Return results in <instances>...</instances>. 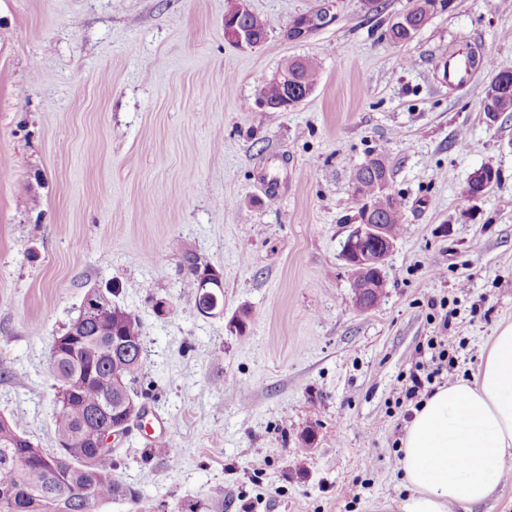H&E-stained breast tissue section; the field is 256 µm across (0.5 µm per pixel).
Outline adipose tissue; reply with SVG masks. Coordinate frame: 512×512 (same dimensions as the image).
<instances>
[{"instance_id": "1", "label": "adipose tissue", "mask_w": 512, "mask_h": 512, "mask_svg": "<svg viewBox=\"0 0 512 512\" xmlns=\"http://www.w3.org/2000/svg\"><path fill=\"white\" fill-rule=\"evenodd\" d=\"M401 446L399 512H469L512 474V324L473 377L439 387L415 411Z\"/></svg>"}]
</instances>
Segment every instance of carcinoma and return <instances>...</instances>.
Wrapping results in <instances>:
<instances>
[{"label":"carcinoma","mask_w":512,"mask_h":512,"mask_svg":"<svg viewBox=\"0 0 512 512\" xmlns=\"http://www.w3.org/2000/svg\"><path fill=\"white\" fill-rule=\"evenodd\" d=\"M447 0H415L408 26H390L389 40L394 45L412 41L432 16L445 9ZM319 66L313 60L288 62V84L273 79L265 83L262 98L278 103L287 93L299 90L311 95L316 87ZM483 112H512V71L498 72L485 88ZM353 196L371 207V215L385 225L388 237L396 241L404 230V211L390 183V165L385 155L377 154L357 168L352 179ZM211 264L188 250L182 252V270L195 279L196 269ZM94 310L82 326V341L73 350L51 347V372L55 380L53 416L58 452L48 453L33 444L11 419L0 417V508L6 512H55L58 501L56 472H62L74 491L72 512H98L99 506L114 497H129L143 504L148 498L125 485L117 475L119 449L103 452L96 448L102 432L110 428L106 417L92 422L90 413L102 403L103 382L117 379L131 392L143 376V353L135 350L118 362H112V341L124 337H142L139 318L106 296L93 293ZM224 308V295L212 298L197 290L195 307L203 313L209 306ZM33 451L22 459L21 451Z\"/></svg>","instance_id":"carcinoma-1"}]
</instances>
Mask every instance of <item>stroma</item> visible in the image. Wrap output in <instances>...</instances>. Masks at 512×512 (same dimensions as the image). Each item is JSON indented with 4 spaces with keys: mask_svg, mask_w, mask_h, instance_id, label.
Segmentation results:
<instances>
[{
    "mask_svg": "<svg viewBox=\"0 0 512 512\" xmlns=\"http://www.w3.org/2000/svg\"><path fill=\"white\" fill-rule=\"evenodd\" d=\"M381 2L250 0L270 29L241 49L227 0H0V415L35 445L56 450L52 341L109 290L142 323L149 423L119 474L154 512H397L398 378L439 333L428 299L454 312L459 378L512 324V113L480 107L512 71V8L455 0L397 46L413 0ZM322 7L335 21L286 39ZM463 45L493 66L452 87L442 64ZM292 58L318 62L314 92L264 106ZM380 152L406 229L362 310L342 246L350 178ZM486 164L500 182L467 201ZM186 249L221 271L223 315L196 310Z\"/></svg>",
    "mask_w": 512,
    "mask_h": 512,
    "instance_id": "1",
    "label": "stroma"
}]
</instances>
